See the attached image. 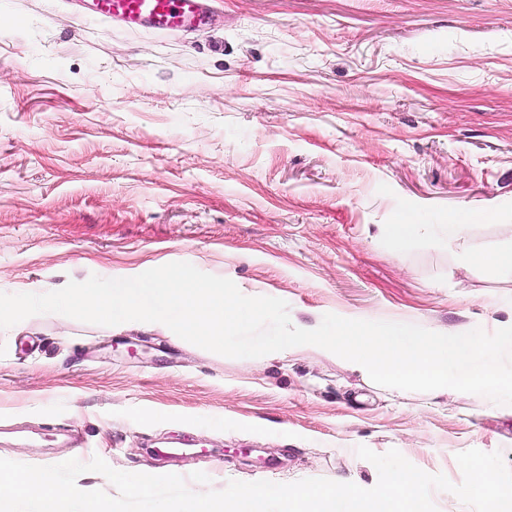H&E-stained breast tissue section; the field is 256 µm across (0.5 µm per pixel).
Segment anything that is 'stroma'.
<instances>
[{"label": "stroma", "instance_id": "obj_1", "mask_svg": "<svg viewBox=\"0 0 512 512\" xmlns=\"http://www.w3.org/2000/svg\"><path fill=\"white\" fill-rule=\"evenodd\" d=\"M0 292L171 262L325 314L443 334L512 325V0H210L189 31L87 0H0ZM467 225L396 246L400 221ZM80 447H73V440ZM398 450L463 480L512 408L401 396L336 357H225L49 316L0 331V459L229 481L378 480Z\"/></svg>", "mask_w": 512, "mask_h": 512}]
</instances>
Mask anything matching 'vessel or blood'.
<instances>
[{"mask_svg":"<svg viewBox=\"0 0 512 512\" xmlns=\"http://www.w3.org/2000/svg\"><path fill=\"white\" fill-rule=\"evenodd\" d=\"M103 18L157 31H187L202 25L207 16L204 0H93Z\"/></svg>","mask_w":512,"mask_h":512,"instance_id":"1","label":"vessel or blood"}]
</instances>
